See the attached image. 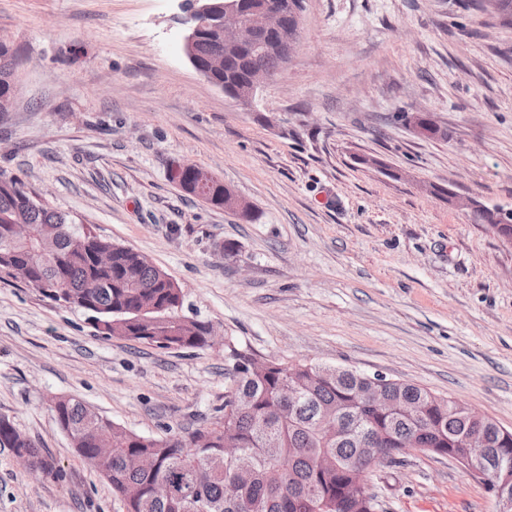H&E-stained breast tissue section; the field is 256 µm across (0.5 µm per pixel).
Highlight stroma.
Here are the masks:
<instances>
[{"label": "stroma", "instance_id": "35a3bbf8", "mask_svg": "<svg viewBox=\"0 0 512 512\" xmlns=\"http://www.w3.org/2000/svg\"><path fill=\"white\" fill-rule=\"evenodd\" d=\"M182 15L0 0L19 62L0 171L164 269L181 316L249 354L410 382L512 431V246L432 192L512 208V26L468 0H303L295 55L247 109L187 61ZM181 165L250 215L184 191ZM224 355L102 336L0 278V416L54 462L34 477L0 448V512H124L52 400L184 436L224 411ZM367 485L383 512L495 510L469 470L419 450Z\"/></svg>", "mask_w": 512, "mask_h": 512}]
</instances>
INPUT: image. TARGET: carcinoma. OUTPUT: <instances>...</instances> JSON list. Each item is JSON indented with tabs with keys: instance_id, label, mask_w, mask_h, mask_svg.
<instances>
[{
	"instance_id": "1",
	"label": "carcinoma",
	"mask_w": 512,
	"mask_h": 512,
	"mask_svg": "<svg viewBox=\"0 0 512 512\" xmlns=\"http://www.w3.org/2000/svg\"><path fill=\"white\" fill-rule=\"evenodd\" d=\"M512 25V0H479ZM224 54L218 81L242 85L250 54L224 49L214 32L193 47L198 64ZM17 57L0 40V99L14 93ZM179 185L213 206L227 207L224 185L194 166L183 168ZM12 224H28L29 236L8 234ZM112 252V265L100 268L96 251ZM17 276L43 297L93 314L100 333L146 342L159 348H205L212 325L195 321L186 330L179 309L181 288L167 272L134 249L81 231L65 213L36 201L21 180L0 172V273ZM235 396L247 399L240 408L224 403V414L193 431L188 438H147L112 425V445L95 439L102 418L71 397L52 401L58 426L81 457L94 456L99 472L123 497L131 485L137 498L124 502L126 512H371L379 508L374 494L348 499L356 469L376 466L365 454L372 448L395 461L415 440L420 448L442 456L462 455L473 433L483 436L490 464L512 457V431L503 433L491 419L477 420L466 406L412 383L368 375L353 369L326 374L327 366L267 361L254 368L250 356L233 354ZM384 395L415 411L380 410L362 394L374 380ZM299 389L293 416L284 415L283 387ZM335 411L342 432L329 437L320 427L322 414ZM238 446L240 458L224 456V444ZM0 448L25 455L45 474L53 466L42 450L14 423L0 417ZM234 480L241 498L226 496ZM171 485L169 497L153 493L156 482Z\"/></svg>"
}]
</instances>
